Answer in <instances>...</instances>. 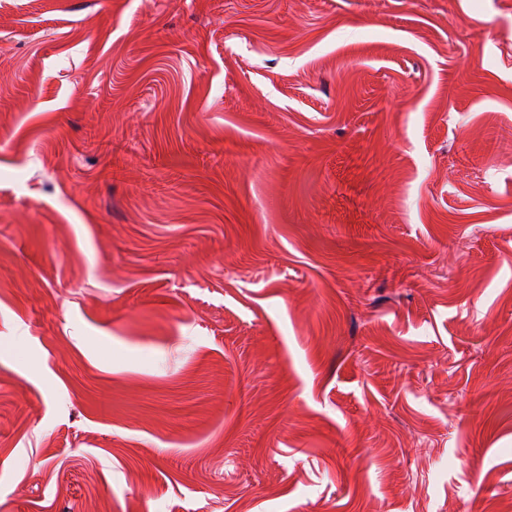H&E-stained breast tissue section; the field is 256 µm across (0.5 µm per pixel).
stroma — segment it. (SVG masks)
<instances>
[{
	"instance_id": "35a3bbf8",
	"label": "stroma",
	"mask_w": 512,
	"mask_h": 512,
	"mask_svg": "<svg viewBox=\"0 0 512 512\" xmlns=\"http://www.w3.org/2000/svg\"><path fill=\"white\" fill-rule=\"evenodd\" d=\"M512 0H0V512L512 507Z\"/></svg>"
}]
</instances>
